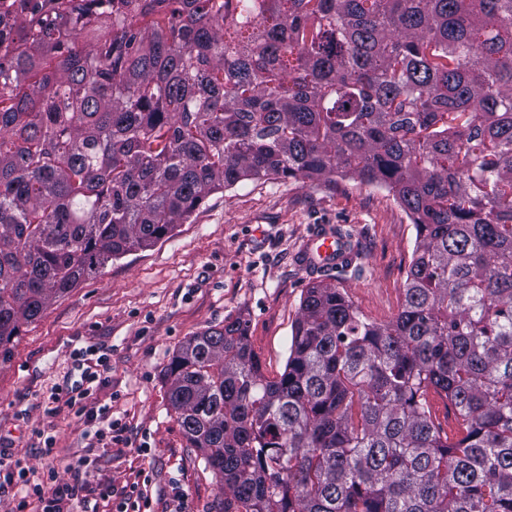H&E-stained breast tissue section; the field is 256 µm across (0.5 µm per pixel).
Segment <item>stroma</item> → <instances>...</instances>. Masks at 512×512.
<instances>
[{"instance_id": "stroma-1", "label": "stroma", "mask_w": 512, "mask_h": 512, "mask_svg": "<svg viewBox=\"0 0 512 512\" xmlns=\"http://www.w3.org/2000/svg\"><path fill=\"white\" fill-rule=\"evenodd\" d=\"M336 227L351 250L334 271L303 269L313 227ZM415 228L387 189L337 177L335 187L270 177L212 194L171 235L109 263L97 277L54 300L0 368V448L36 471L89 458L85 512H114L102 497L148 471L155 512H222L224 493L190 448L167 401L165 370L191 337L236 318L265 376L283 373L292 326L311 283L336 284L370 320L397 313ZM108 355V378L91 384L88 406L111 405L121 443H95L96 423L50 396L73 392L83 369ZM186 501H179L178 492Z\"/></svg>"}]
</instances>
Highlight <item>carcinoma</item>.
<instances>
[{
    "label": "carcinoma",
    "instance_id": "obj_1",
    "mask_svg": "<svg viewBox=\"0 0 512 512\" xmlns=\"http://www.w3.org/2000/svg\"><path fill=\"white\" fill-rule=\"evenodd\" d=\"M45 8L0 54V367L215 191L356 178L416 230L394 319L314 284L279 377L235 319L173 354L168 404L224 512H512V0ZM428 401L434 422L439 424L442 430L448 433L450 438L455 436L458 430V422L448 401L433 390H430L428 393Z\"/></svg>",
    "mask_w": 512,
    "mask_h": 512
}]
</instances>
